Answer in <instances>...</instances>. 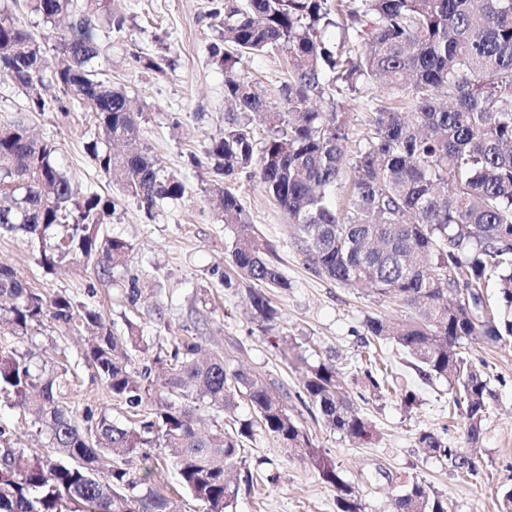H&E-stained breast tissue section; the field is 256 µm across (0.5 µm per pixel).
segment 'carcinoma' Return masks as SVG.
<instances>
[{
    "label": "carcinoma",
    "mask_w": 512,
    "mask_h": 512,
    "mask_svg": "<svg viewBox=\"0 0 512 512\" xmlns=\"http://www.w3.org/2000/svg\"><path fill=\"white\" fill-rule=\"evenodd\" d=\"M17 2L0 4V76L25 95L28 111L77 106L93 113L98 134L85 142L87 154L146 217L161 201L183 197L185 183L161 174L145 152L141 113L93 66L101 25H123L110 0H31L45 22L72 17L55 46L62 62L49 72L42 43L13 12ZM331 2L224 0L210 13L219 36L208 53L225 69L231 111L204 159L194 163L214 176L209 190L222 199L232 270L224 287L252 284L253 320L265 333L277 328L270 294L291 284L239 197L216 180L254 170L315 273L420 308L400 321L367 318L365 345L393 343L426 383L446 381L466 441L475 445L491 390L464 345L512 337V0H339L349 17L344 52L328 41L336 25ZM276 53L288 59V76L273 102L235 67ZM331 73L355 92L362 80L387 88L386 97L364 102L369 128L349 177L345 125L338 112L319 106ZM251 112L265 116L259 141L240 119ZM56 152L21 119L0 127V232L27 235L48 269L82 259L110 280L131 243L104 233L112 198L77 194ZM491 279L498 290L493 307L482 292ZM3 297L10 304L0 305V398L28 408L47 446L27 455L0 426V512H171L170 499L151 483L159 453L206 512H234L239 486L231 473L244 462L257 428L279 447L309 457L336 493L338 512H361L354 486L291 413L287 391L228 369L195 337L177 336L169 359L154 356L166 372L158 395L154 382L132 368V352L153 351L150 338L117 336L95 309L32 288L0 265ZM47 318L64 334L96 331L85 361L124 406L128 424L105 413L96 420L79 416L70 398L77 372L68 359L39 364L19 349ZM364 375L373 391L391 389L384 372L367 368ZM301 385L299 394L331 431L352 442L375 437L332 359L309 367ZM241 397L255 416L227 429L221 415L233 413ZM203 402L212 412L209 432L199 429ZM416 440L427 454L476 472L475 457L436 434L420 431ZM131 456L145 464L138 479L125 468ZM395 509L446 512L443 500L417 480L396 496Z\"/></svg>",
    "instance_id": "carcinoma-1"
}]
</instances>
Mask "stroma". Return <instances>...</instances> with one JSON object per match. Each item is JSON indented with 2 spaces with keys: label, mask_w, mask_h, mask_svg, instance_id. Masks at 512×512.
<instances>
[{
  "label": "stroma",
  "mask_w": 512,
  "mask_h": 512,
  "mask_svg": "<svg viewBox=\"0 0 512 512\" xmlns=\"http://www.w3.org/2000/svg\"><path fill=\"white\" fill-rule=\"evenodd\" d=\"M215 0H112L122 16L121 30L104 31L94 64L105 79L124 88L142 112L140 139L162 174L186 185L183 198L163 204L146 217L137 201L117 192L99 174L84 144L92 127L89 113L49 109L28 112L27 101L10 79L0 78V125L26 118L35 134L57 147L60 166L84 193L111 196L115 208L108 234L128 240L132 249L111 283L94 266L65 261L46 271L27 236L0 233V265L14 268L31 287L64 292L99 311L117 335L128 330L153 338L156 351L169 355L178 336H195L220 353L227 368H247L287 389L288 405L313 446L334 460L356 486L363 512H392L393 498L413 480L425 481L448 512H500L504 489L512 487V342L472 341L467 355L485 375L493 392L477 444L479 471L466 476L448 461L426 455L416 443L418 431L436 433L451 447L466 445L464 429L453 414L446 382L424 383L409 357L392 344L382 345L378 362L392 368L400 388L416 402L402 405L397 395L366 390L360 354L368 317L401 318L409 310L399 302L361 293L317 275L299 251L288 220L258 176L243 172L231 188L260 234L277 249L291 283L277 295L280 328L261 332L248 308V286L224 285L229 242L224 215L194 160L224 121L225 72L207 51L217 36L209 11ZM164 58V70L144 68L143 57ZM323 110H337L346 121L349 148H356L368 114L345 88L326 96ZM293 339L286 350L279 333ZM87 336H64L45 323L24 346L36 360L67 356L81 382L72 393L78 412L118 415L111 392L84 362ZM334 357L341 383L358 410L375 426V437L359 444L327 429L297 398L300 376L319 359ZM244 476L235 512H336L335 493L309 460L279 448L264 432L247 444Z\"/></svg>",
  "instance_id": "obj_1"
}]
</instances>
